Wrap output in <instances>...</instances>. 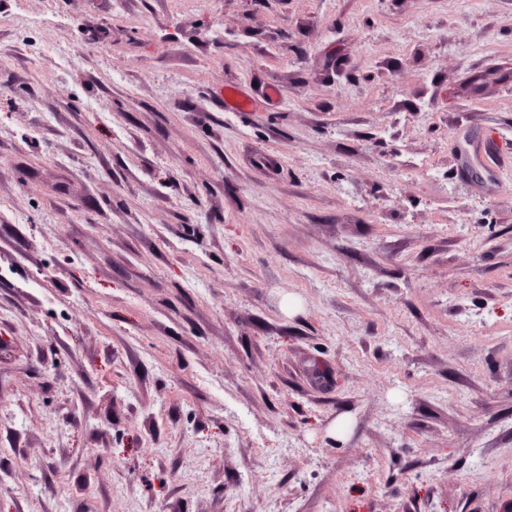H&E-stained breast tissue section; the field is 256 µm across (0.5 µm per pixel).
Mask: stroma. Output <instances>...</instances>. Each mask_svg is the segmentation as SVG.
I'll return each instance as SVG.
<instances>
[{
  "mask_svg": "<svg viewBox=\"0 0 512 512\" xmlns=\"http://www.w3.org/2000/svg\"><path fill=\"white\" fill-rule=\"evenodd\" d=\"M486 135L512 0H0V512H512Z\"/></svg>",
  "mask_w": 512,
  "mask_h": 512,
  "instance_id": "obj_1",
  "label": "stroma"
}]
</instances>
